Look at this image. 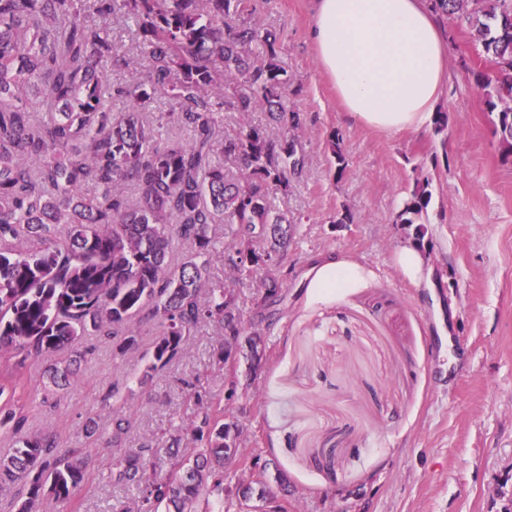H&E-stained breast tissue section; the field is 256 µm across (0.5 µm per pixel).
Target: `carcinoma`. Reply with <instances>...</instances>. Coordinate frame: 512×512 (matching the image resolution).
Instances as JSON below:
<instances>
[{"mask_svg":"<svg viewBox=\"0 0 512 512\" xmlns=\"http://www.w3.org/2000/svg\"><path fill=\"white\" fill-rule=\"evenodd\" d=\"M443 23L466 25L490 74L474 72L485 109L496 114L493 134L512 157V0H428ZM252 0H0V349L23 357L54 356L90 333L116 334L136 316L162 327L150 363L154 372L186 348L202 321L226 336L244 335L232 291L208 287L215 224L232 228L224 266L235 279L262 276L259 305L275 302L281 261L295 221L268 200L273 186L302 178L308 158L300 145L304 118L286 107L287 70L275 34L253 18ZM134 19L147 53L145 77L107 93L108 71L130 62L112 42V17ZM177 105L173 122L185 143L158 144L162 125L145 111L157 95ZM128 108L112 110V96ZM46 107L35 119L30 105ZM240 115L231 132L218 114ZM267 111L268 124L250 113ZM238 161L240 180L217 161ZM429 180L403 199L395 223L423 240L432 193ZM92 187L96 194L85 195ZM134 188L130 197L128 188ZM188 251L173 264L174 239ZM262 243L258 249L255 244ZM76 360L44 371L64 389ZM133 390L112 397V442L124 433ZM26 383L17 368L0 369V428L12 432L0 455V487H23L16 512L73 505L87 462L56 452L55 439L24 430ZM195 420L165 475L148 472L141 453L112 463L117 484L137 483L141 512H224V465L235 460L240 423L221 401L197 398ZM264 479L241 483L243 501H266Z\"/></svg>","mask_w":512,"mask_h":512,"instance_id":"cac0c4a2","label":"carcinoma"}]
</instances>
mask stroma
<instances>
[{"mask_svg":"<svg viewBox=\"0 0 512 512\" xmlns=\"http://www.w3.org/2000/svg\"><path fill=\"white\" fill-rule=\"evenodd\" d=\"M311 0H253L274 31L288 71L290 108L303 113L305 176L270 198L296 223L282 260L284 287L260 308L258 278L233 281L222 254L210 285L233 288L245 326L261 329L255 376L230 374L213 349L218 327L199 323L183 355L138 387L160 332L132 320L138 346L125 355L113 337L87 335L76 385L44 391L47 359L29 358L28 429L88 459L80 512H137V486L110 479L105 432L113 388L136 391L124 451L159 441L152 461L167 471L161 443L193 417L194 394L221 399L242 428L241 457L278 467L287 490L271 487L288 512H512V160H502L493 116L471 72L484 66L467 27L448 25L454 44L448 87L437 105L444 134H381L349 119L307 38ZM112 41L130 59L110 83L145 75L146 52L132 20L112 21ZM339 136L337 171L329 149ZM429 179L423 257L432 288L395 263L414 231L394 215L415 180ZM333 258L363 266L357 287L314 294L312 266Z\"/></svg>","mask_w":512,"mask_h":512,"instance_id":"1","label":"stroma"}]
</instances>
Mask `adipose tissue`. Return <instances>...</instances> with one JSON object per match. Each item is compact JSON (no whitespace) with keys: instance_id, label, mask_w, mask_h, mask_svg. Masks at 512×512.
Here are the masks:
<instances>
[{"instance_id":"1","label":"adipose tissue","mask_w":512,"mask_h":512,"mask_svg":"<svg viewBox=\"0 0 512 512\" xmlns=\"http://www.w3.org/2000/svg\"><path fill=\"white\" fill-rule=\"evenodd\" d=\"M308 37L351 118L383 132L431 126L451 45L428 0H312ZM364 277L359 265L329 261L310 288H353Z\"/></svg>"}]
</instances>
